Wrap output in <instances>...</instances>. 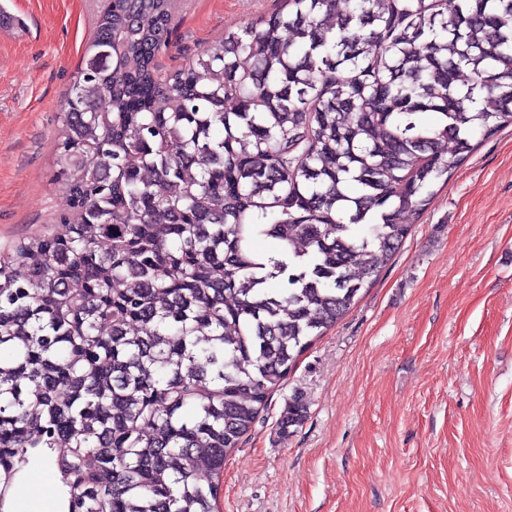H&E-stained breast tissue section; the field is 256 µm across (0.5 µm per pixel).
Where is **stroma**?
<instances>
[{"label":"stroma","instance_id":"1","mask_svg":"<svg viewBox=\"0 0 512 512\" xmlns=\"http://www.w3.org/2000/svg\"><path fill=\"white\" fill-rule=\"evenodd\" d=\"M281 0H180L161 71ZM106 0H0V252L61 231L57 127ZM308 406L282 435L291 396ZM219 512H512V127L453 173L224 465Z\"/></svg>","mask_w":512,"mask_h":512}]
</instances>
